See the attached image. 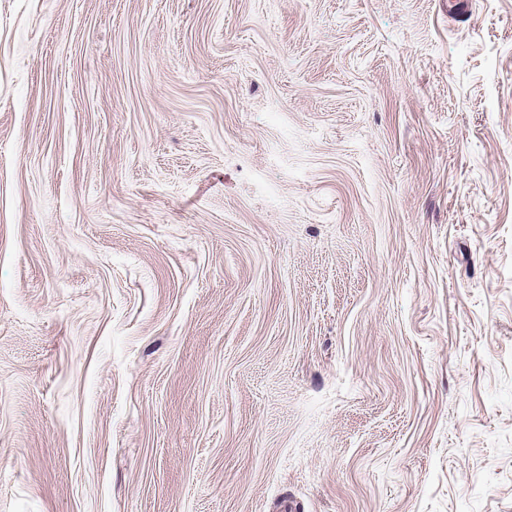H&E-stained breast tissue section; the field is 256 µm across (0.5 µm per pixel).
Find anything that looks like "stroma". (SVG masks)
<instances>
[{
  "instance_id": "obj_1",
  "label": "stroma",
  "mask_w": 512,
  "mask_h": 512,
  "mask_svg": "<svg viewBox=\"0 0 512 512\" xmlns=\"http://www.w3.org/2000/svg\"><path fill=\"white\" fill-rule=\"evenodd\" d=\"M512 512V0H0V512Z\"/></svg>"
}]
</instances>
